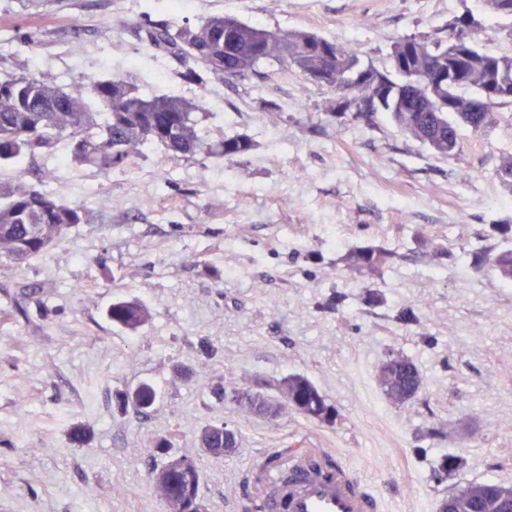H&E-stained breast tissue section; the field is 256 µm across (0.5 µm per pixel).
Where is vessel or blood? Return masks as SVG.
Instances as JSON below:
<instances>
[{"label":"vessel or blood","mask_w":512,"mask_h":512,"mask_svg":"<svg viewBox=\"0 0 512 512\" xmlns=\"http://www.w3.org/2000/svg\"><path fill=\"white\" fill-rule=\"evenodd\" d=\"M287 494L261 496V512H378L379 498L344 469L325 466L319 450L296 449Z\"/></svg>","instance_id":"obj_1"}]
</instances>
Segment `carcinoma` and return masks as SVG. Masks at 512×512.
I'll use <instances>...</instances> for the list:
<instances>
[{"mask_svg":"<svg viewBox=\"0 0 512 512\" xmlns=\"http://www.w3.org/2000/svg\"><path fill=\"white\" fill-rule=\"evenodd\" d=\"M473 16L456 17L446 39L418 37L394 42L390 59L402 60L415 71L436 79L428 92L411 83L388 77L374 84L355 76L357 54L349 46L311 32L281 33L241 20L224 36V16L205 19L197 25L150 22L141 39L173 59L193 67L187 71L200 88V95L186 99L176 95L145 96L126 76L89 79L88 89L97 110L85 102L82 92L65 89L48 72H30L29 60L16 57L11 70L0 72V164L23 169L28 157L48 152L61 141L71 150L69 160L105 170H122L150 145L170 156L229 159L248 154L253 143L246 136L210 140L201 124L209 115L205 97L208 81L216 78L244 80L258 73L263 64L282 70L297 69L306 76L314 71L336 74L331 89L336 98L329 111L355 108L353 117L371 121L387 112L407 138L428 139L431 151L453 157L460 149L458 127L463 124L481 134L496 123V110L512 105V54H491L479 47L465 56L453 54L456 44L470 40ZM99 220L85 205L65 203L39 190L22 177L10 185L0 183V275L13 265L47 253L65 231L77 224ZM396 257L379 246L358 247L343 258L355 275L374 274ZM474 269L501 280L512 281V245L484 246ZM108 316L113 323L135 331L150 317L139 302L118 300ZM378 384L393 404L414 399L423 387V377L409 358L390 353L378 369ZM231 400L246 411L264 415L287 406L321 424L334 422V410L315 385L302 375L289 376L277 385L272 399L262 391L230 388ZM289 449L267 454L256 464L257 476L280 466ZM461 464L450 455L434 470L440 479L451 477ZM202 473L168 474L154 481L155 490L168 512H184V504L200 490ZM512 490L492 482L469 484L448 494L439 512H502L508 505L503 494Z\"/></svg>","mask_w":512,"mask_h":512,"instance_id":"carcinoma-1","label":"carcinoma"}]
</instances>
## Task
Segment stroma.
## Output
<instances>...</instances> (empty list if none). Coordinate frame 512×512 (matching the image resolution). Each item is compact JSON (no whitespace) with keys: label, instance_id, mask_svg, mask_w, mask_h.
<instances>
[{"label":"stroma","instance_id":"stroma-1","mask_svg":"<svg viewBox=\"0 0 512 512\" xmlns=\"http://www.w3.org/2000/svg\"><path fill=\"white\" fill-rule=\"evenodd\" d=\"M466 12L482 49L512 51V20L479 0H154L149 11L132 0H0V70L24 54L70 90L122 74L145 95L191 98L183 67L141 41L146 21L230 15L347 44L383 69L393 41L446 37ZM118 13L127 27H111ZM208 87L207 130L249 137L246 156L149 148L106 172L50 152L25 168L26 181L99 221L0 277V512H167L150 476L163 439L197 463L207 512L247 505L244 472L298 439L332 449L381 512H437L468 484L512 487V283L471 265L491 225L512 224V189L497 175L512 155V106L485 133L460 127L448 159L386 115L367 125L329 113L334 91L296 70ZM367 245L398 257L347 280L341 257ZM367 288L379 303L364 302ZM120 298L149 309L137 332L109 318ZM403 306L417 324L395 321ZM392 352L423 377L404 405L377 381ZM296 374L335 407L334 424L288 408L257 416L222 396ZM143 382L157 391L146 409L128 399ZM215 424L238 435L230 456L199 446ZM451 454L460 468L437 480L434 462Z\"/></svg>","mask_w":512,"mask_h":512}]
</instances>
